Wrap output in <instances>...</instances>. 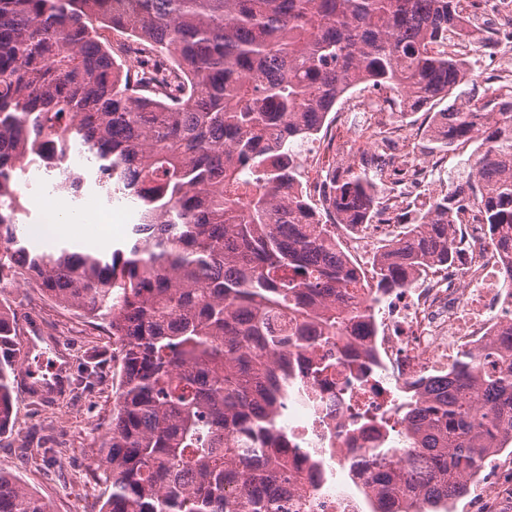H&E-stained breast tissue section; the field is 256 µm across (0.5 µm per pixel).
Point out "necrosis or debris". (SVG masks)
<instances>
[{
    "label": "necrosis or debris",
    "mask_w": 512,
    "mask_h": 512,
    "mask_svg": "<svg viewBox=\"0 0 512 512\" xmlns=\"http://www.w3.org/2000/svg\"><path fill=\"white\" fill-rule=\"evenodd\" d=\"M356 141L357 155L375 154L380 168L402 186L428 181L429 167L412 163V136L385 113H370ZM467 218L455 235L461 261L421 273L408 287L387 294L374 312L370 334L351 339L358 354L372 355L386 391L363 387L340 369L335 388L321 390L320 405L294 397L282 408L280 418L288 424L289 447L298 462L320 451L326 464L346 469L355 486L368 485L376 469L370 454L376 435L353 424L344 392L370 408L385 410L394 403L399 386L447 373L461 351L483 353L512 322V288L501 278V258L487 243L475 212H468ZM510 502L512 459L493 458L490 475L471 501V512H497Z\"/></svg>",
    "instance_id": "1"
}]
</instances>
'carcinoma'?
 <instances>
[{
  "label": "carcinoma",
  "mask_w": 512,
  "mask_h": 512,
  "mask_svg": "<svg viewBox=\"0 0 512 512\" xmlns=\"http://www.w3.org/2000/svg\"><path fill=\"white\" fill-rule=\"evenodd\" d=\"M476 0H0V281L21 280L107 322L120 380L98 467L103 512H306L324 486L288 447L280 410L329 385L316 352L367 327L378 294L455 262L454 227L477 210L512 284V88L477 76L457 36L497 54L500 26L471 28ZM110 29L138 43L119 62ZM369 83L406 115L436 100L428 140L475 142L465 181L428 197L373 274L340 247L336 225L376 223L386 206L366 159L338 164L319 203L304 191L299 147L337 102ZM57 152L47 154V140ZM87 151L107 199L138 222L115 248L32 246L21 231L26 166L56 172L78 197L68 149ZM16 328L0 306V430L14 401ZM367 427L401 426L372 455L370 512H453L488 450L512 442V341L490 369L468 351L418 381ZM414 452L408 472L394 467ZM0 512H52L0 472Z\"/></svg>",
  "instance_id": "1"
}]
</instances>
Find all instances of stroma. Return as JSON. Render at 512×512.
Here are the masks:
<instances>
[{"label":"stroma","mask_w":512,"mask_h":512,"mask_svg":"<svg viewBox=\"0 0 512 512\" xmlns=\"http://www.w3.org/2000/svg\"><path fill=\"white\" fill-rule=\"evenodd\" d=\"M366 90L359 85L339 100L317 140L302 147L304 166L327 153L335 161H350L349 150L336 152L332 145L347 126L358 123L352 107ZM0 301L10 306L18 323L37 319L71 364L58 400L39 406L15 394L11 422L0 430V472L48 500L53 512H100L108 487L96 465L116 387L112 333L104 321L58 306L33 284L0 290Z\"/></svg>","instance_id":"35a3bbf8"}]
</instances>
